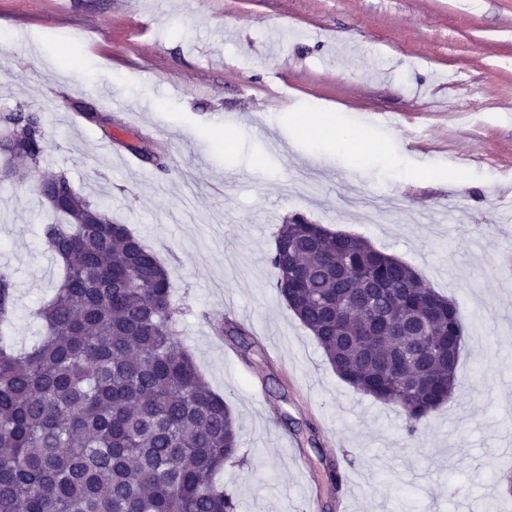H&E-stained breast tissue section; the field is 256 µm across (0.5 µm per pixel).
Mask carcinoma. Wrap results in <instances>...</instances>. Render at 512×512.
<instances>
[{"instance_id": "carcinoma-1", "label": "carcinoma", "mask_w": 512, "mask_h": 512, "mask_svg": "<svg viewBox=\"0 0 512 512\" xmlns=\"http://www.w3.org/2000/svg\"><path fill=\"white\" fill-rule=\"evenodd\" d=\"M0 126L3 174L38 171L39 113L20 106ZM33 189L54 214L43 244L63 276L36 311V344L18 352L0 337V512H239L215 475L237 458L240 426L179 340L165 267L65 173ZM269 262L336 375L397 406L415 439L457 385V305L396 257L299 215ZM14 310L1 271L0 324Z\"/></svg>"}]
</instances>
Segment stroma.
Masks as SVG:
<instances>
[{"label":"stroma","mask_w":512,"mask_h":512,"mask_svg":"<svg viewBox=\"0 0 512 512\" xmlns=\"http://www.w3.org/2000/svg\"><path fill=\"white\" fill-rule=\"evenodd\" d=\"M21 105L43 119L42 171L164 263L180 340L241 424L220 476L240 512H512V0H0V113ZM81 106L110 130L75 123ZM322 111L364 149L316 158L298 122ZM139 143L164 170L131 164ZM32 185L0 178L19 349L60 277ZM295 214L365 238L462 311L459 384L416 441L277 294L267 258ZM228 317L245 337L216 333Z\"/></svg>","instance_id":"stroma-1"}]
</instances>
